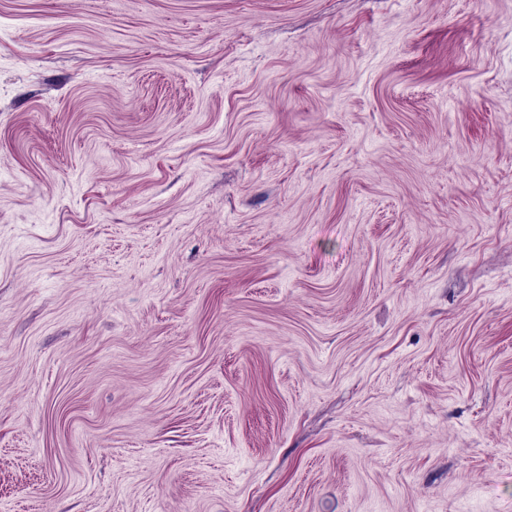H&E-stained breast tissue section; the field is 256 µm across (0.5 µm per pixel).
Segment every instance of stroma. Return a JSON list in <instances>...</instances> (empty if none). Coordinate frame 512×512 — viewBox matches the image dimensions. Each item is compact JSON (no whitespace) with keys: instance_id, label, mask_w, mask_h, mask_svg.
<instances>
[{"instance_id":"stroma-1","label":"stroma","mask_w":512,"mask_h":512,"mask_svg":"<svg viewBox=\"0 0 512 512\" xmlns=\"http://www.w3.org/2000/svg\"><path fill=\"white\" fill-rule=\"evenodd\" d=\"M0 512H512V0H0Z\"/></svg>"}]
</instances>
